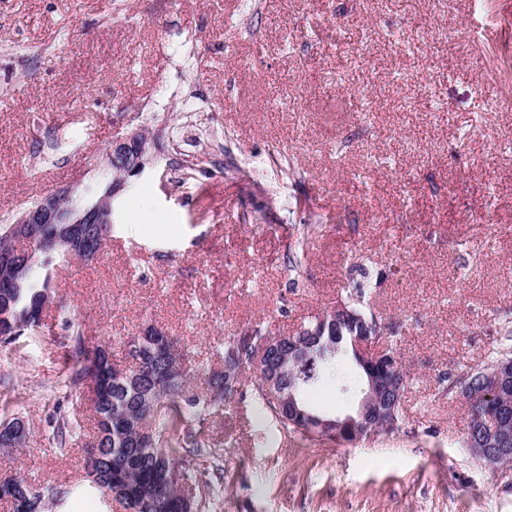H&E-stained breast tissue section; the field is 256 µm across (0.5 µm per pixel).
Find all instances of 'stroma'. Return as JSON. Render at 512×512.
<instances>
[{
	"label": "stroma",
	"instance_id": "35a3bbf8",
	"mask_svg": "<svg viewBox=\"0 0 512 512\" xmlns=\"http://www.w3.org/2000/svg\"><path fill=\"white\" fill-rule=\"evenodd\" d=\"M430 31L451 33L450 53ZM136 129L160 157L115 197L111 241L59 269L42 332L0 346V403L28 426L0 466L41 486L81 469V443L62 455L47 438L55 408L89 412L59 387L63 318L120 359L155 325L199 384L230 339L335 305L358 261L386 327L370 348H392L408 380L402 424L353 443L290 434L243 373L190 422L224 451L214 512H512V469L472 456L469 407L446 392L512 320V0H0V225L50 190L96 188ZM223 140L236 166L211 169ZM301 224L324 232L295 286ZM364 386L347 359L310 401L341 415Z\"/></svg>",
	"mask_w": 512,
	"mask_h": 512
}]
</instances>
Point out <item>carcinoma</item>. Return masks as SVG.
<instances>
[{"mask_svg":"<svg viewBox=\"0 0 512 512\" xmlns=\"http://www.w3.org/2000/svg\"><path fill=\"white\" fill-rule=\"evenodd\" d=\"M321 224H303L298 236L288 245L286 268L296 285L305 271L307 248L321 233ZM27 261L20 286L0 293V306L8 309L12 322L20 323L14 330L0 331V344L15 343L26 331L36 332L41 327L38 315L47 295H55L52 271L60 256L45 253L37 246L23 252ZM358 277L352 279L345 300L369 317L373 323H382L381 317L364 305L369 272L361 264L355 265ZM67 336L65 357L70 365L65 381L70 396L78 401L86 399L85 381L97 380V393L90 407L96 437L83 458L84 476L75 481L39 487L19 477L12 483L0 484V498L12 503L13 512H44L46 499L63 506L68 499L83 494H94L123 506L125 512H210L214 493L211 482L198 478L190 468L191 457L201 455L204 440L185 430L184 424L192 418H201L212 406L235 395L224 390V373L211 371L202 391L190 388L186 379L177 373L166 357H152L153 347H142L146 358L140 380L128 383L119 376L118 363L110 349L89 347L81 326L64 320ZM350 346L348 331H342L340 342L321 340L306 348V357L291 366L293 377L303 376L310 390L320 381L325 368L341 359ZM502 360H512V322L504 321L497 347L480 367L469 368L448 379V391L453 393L469 384L477 389L484 378V370ZM255 393L288 433L306 436L290 424L280 413L265 390L260 377L253 382ZM22 422L18 412L8 408L0 412V442L11 439L12 429ZM54 449L65 453L73 436L81 430L74 416L58 414L50 424Z\"/></svg>","mask_w":512,"mask_h":512,"instance_id":"obj_1","label":"carcinoma"}]
</instances>
